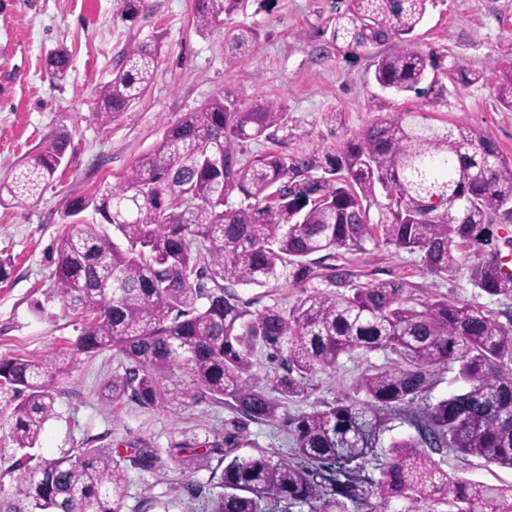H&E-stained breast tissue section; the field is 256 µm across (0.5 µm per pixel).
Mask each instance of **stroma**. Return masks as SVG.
<instances>
[{"label":"stroma","instance_id":"obj_1","mask_svg":"<svg viewBox=\"0 0 512 512\" xmlns=\"http://www.w3.org/2000/svg\"><path fill=\"white\" fill-rule=\"evenodd\" d=\"M340 2L249 0L246 11L225 18L224 24L251 27L259 37L250 56L230 62L218 37L195 31L194 0H148V11L133 20L121 18L116 0H0V180L48 139H70L39 198L0 207V257L12 262L9 277L0 280V357L35 360L74 341L78 316L57 295L54 282L65 212L74 200L112 188L140 155L162 141L169 125L215 95L226 93L246 105L267 98L287 112L288 128L277 140L247 144L251 159L278 144L294 148V136L303 133L316 143L335 145L368 124L378 100L388 112L413 110L436 124L448 121L484 131L512 159V110L495 96L501 70L512 66V0H430L414 33L416 47L435 61L425 78L433 91L423 97L384 91L374 79L378 60L398 52L399 42L356 53L336 50L330 16ZM143 40L162 45L156 79L130 112L101 124L91 112L92 92L111 79L118 55ZM60 48L70 54L69 73L62 80L46 65ZM467 69L482 72V80L467 83ZM333 110L341 113L340 123H328ZM336 261L357 282L404 281L414 286L417 298L473 303L501 323L512 321V296L480 291L468 270L434 276L418 254L372 240ZM237 291L256 311L290 306L299 294L284 274L266 286L241 285ZM389 360L383 351L343 356L335 372L315 373L308 399L288 409L308 411L355 395L362 373ZM118 363L106 351L71 373L35 456L58 458L85 443L123 453L139 441L164 453L175 442L229 429L234 415L221 403L190 404L174 413L130 401L116 408L103 405L99 387ZM244 435L246 455L282 454L291 446L287 430L275 423H248ZM19 457L7 429L0 428V512H8L19 495ZM436 460L463 477L512 484V469L480 458L447 450ZM222 470L214 457L187 473L167 459L150 471L128 469L124 512H203L218 492Z\"/></svg>","mask_w":512,"mask_h":512}]
</instances>
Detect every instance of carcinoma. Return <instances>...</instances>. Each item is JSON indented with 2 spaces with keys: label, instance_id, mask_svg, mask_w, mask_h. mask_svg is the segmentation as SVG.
Instances as JSON below:
<instances>
[{
  "label": "carcinoma",
  "instance_id": "1",
  "mask_svg": "<svg viewBox=\"0 0 512 512\" xmlns=\"http://www.w3.org/2000/svg\"><path fill=\"white\" fill-rule=\"evenodd\" d=\"M429 2L346 0L332 41L349 53L402 43L377 62L375 81L422 95L434 60L411 34ZM244 8L245 0H195L196 32L221 33L229 60L249 55L257 34L247 26L223 29L218 18ZM118 10L134 19L146 0H118ZM160 52L159 42L139 41L121 55L112 78L93 93L101 123L144 96ZM69 63L63 50L46 60L59 79ZM496 95L512 109V69ZM383 108L374 103L366 128L333 147L304 136L294 151L253 160L244 156L246 144L274 139L288 127V113L269 99L243 106L215 96L169 126L112 190L76 200L115 234L73 218L57 244L56 292L82 309L70 348L38 361L0 358V409L22 451V491L11 512H124L128 468L161 465L143 441L127 455L79 448L34 462L30 450L55 414L65 375L104 350L121 359L99 388L105 405L130 398L175 412L188 401H209L234 412L236 426L223 438L170 448L185 469L212 456L224 464L222 492L207 512H431L438 504L452 512H512V484L450 474L433 459L449 448L512 468V323L472 303L420 301L406 282L359 284L344 266L324 263L376 239L419 254L432 275L457 273L465 255L480 254L512 224V161L482 131ZM66 146L64 136L51 139L0 181V206L39 196ZM378 186L388 202L373 224ZM287 265L302 295L289 308L251 311L236 286H264ZM470 279L489 295H512V275L493 257L471 265ZM259 347L278 362L271 379L253 371ZM356 350L394 355L359 377L365 399L288 411V403L309 397L313 374L336 370ZM439 368L462 387L435 399ZM394 421L411 432L386 444ZM249 422L288 430L291 456L236 454Z\"/></svg>",
  "mask_w": 512,
  "mask_h": 512
}]
</instances>
